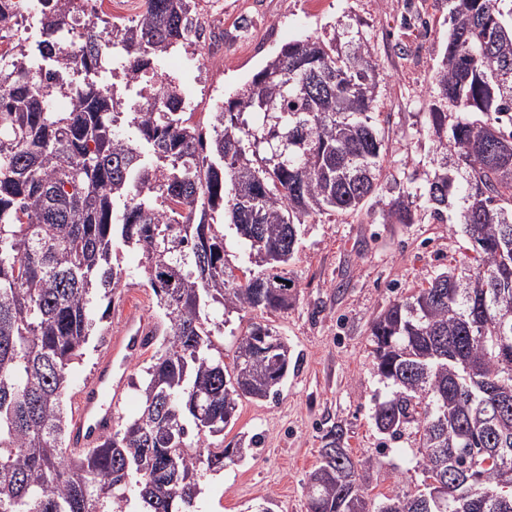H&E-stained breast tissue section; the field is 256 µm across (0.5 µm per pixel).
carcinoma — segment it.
<instances>
[{
    "label": "carcinoma",
    "mask_w": 512,
    "mask_h": 512,
    "mask_svg": "<svg viewBox=\"0 0 512 512\" xmlns=\"http://www.w3.org/2000/svg\"><path fill=\"white\" fill-rule=\"evenodd\" d=\"M40 0L39 58L0 59V512H200L211 473L254 457L224 445L244 400L274 399L288 343L238 311H282L305 218L362 211L378 188L385 133L377 74L360 35L285 45L251 83L207 113L184 111L179 80L153 63L199 37L196 0H144L137 18ZM448 43L428 118L439 172L423 197L449 200L471 255L393 300L372 322L374 371L392 389L373 419L395 440L415 428L414 468L447 492L370 497L374 462L339 424L323 436L307 512H512V0H446ZM110 73L123 87L102 86ZM56 94L70 108L52 107ZM454 111H448V107ZM383 221L414 223L400 196ZM248 266L230 265L224 224ZM123 246L162 316L158 351L136 385L137 414L99 448L73 454L72 365L102 339L128 274ZM279 280L281 288L267 284Z\"/></svg>",
    "instance_id": "cac0c4a2"
}]
</instances>
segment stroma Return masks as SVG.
Wrapping results in <instances>:
<instances>
[{"instance_id":"stroma-1","label":"stroma","mask_w":512,"mask_h":512,"mask_svg":"<svg viewBox=\"0 0 512 512\" xmlns=\"http://www.w3.org/2000/svg\"><path fill=\"white\" fill-rule=\"evenodd\" d=\"M212 39L165 55L160 71L179 75L200 112L213 111L250 82L280 49L307 36L328 39L360 31L377 73V119L386 146L381 186L353 216L322 214L301 227L288 266L298 288L285 311L232 314L224 358L232 360L233 333L257 322L276 330L297 363L276 399L245 400L228 443L260 437L256 457L207 476L203 512H306V482L319 460L322 437L342 424L354 458L374 457L373 491L391 495L420 484L412 458L418 438L379 433L371 417L388 388L373 369L369 330L392 300L411 294L436 274L465 261L461 225L440 222L416 198L410 224H387L382 211L398 196L422 190L434 176L437 138L426 112L434 69L448 41V10L436 0H199ZM414 9L421 24L407 26Z\"/></svg>"}]
</instances>
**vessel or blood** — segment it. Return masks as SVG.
I'll list each match as a JSON object with an SVG mask.
<instances>
[{"instance_id": "1", "label": "vessel or blood", "mask_w": 512, "mask_h": 512, "mask_svg": "<svg viewBox=\"0 0 512 512\" xmlns=\"http://www.w3.org/2000/svg\"><path fill=\"white\" fill-rule=\"evenodd\" d=\"M155 333L156 323L151 316L136 307L125 309L121 330L110 337L96 373L83 383L78 394L79 414L70 434V450L94 448L111 432L114 407L125 389L127 360Z\"/></svg>"}]
</instances>
